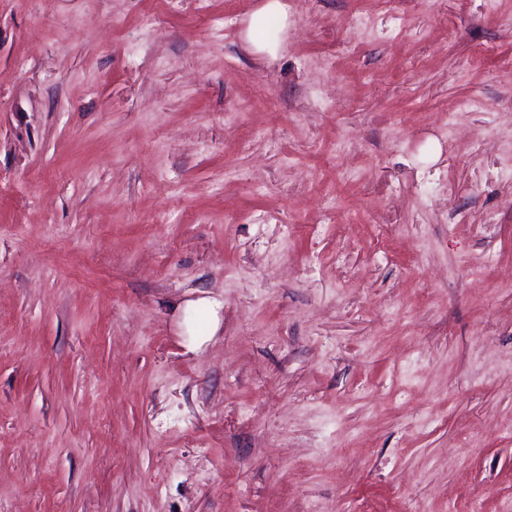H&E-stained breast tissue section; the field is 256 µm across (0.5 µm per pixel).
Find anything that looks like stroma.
Instances as JSON below:
<instances>
[{
    "label": "stroma",
    "instance_id": "stroma-1",
    "mask_svg": "<svg viewBox=\"0 0 512 512\" xmlns=\"http://www.w3.org/2000/svg\"><path fill=\"white\" fill-rule=\"evenodd\" d=\"M261 2L0 0V512H512V0ZM265 1L253 14L245 38L256 51L274 54L276 46L267 38L265 24L269 20H274L281 26H285L287 16L280 0Z\"/></svg>",
    "mask_w": 512,
    "mask_h": 512
}]
</instances>
